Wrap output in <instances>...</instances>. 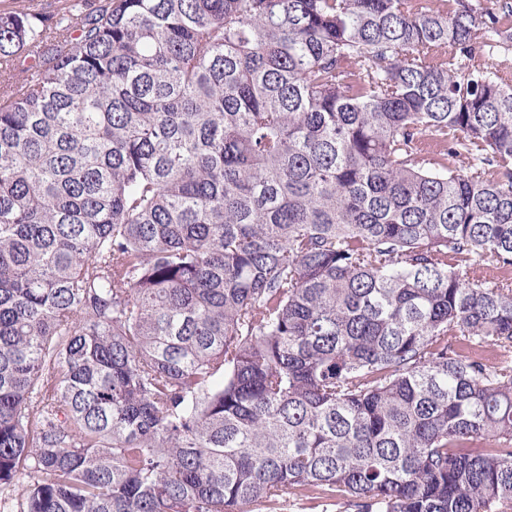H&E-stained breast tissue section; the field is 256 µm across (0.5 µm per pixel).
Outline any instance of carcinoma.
I'll return each mask as SVG.
<instances>
[{
	"instance_id": "1",
	"label": "carcinoma",
	"mask_w": 512,
	"mask_h": 512,
	"mask_svg": "<svg viewBox=\"0 0 512 512\" xmlns=\"http://www.w3.org/2000/svg\"><path fill=\"white\" fill-rule=\"evenodd\" d=\"M511 17L0 11L38 54L0 71L19 512H512V75L479 61Z\"/></svg>"
}]
</instances>
